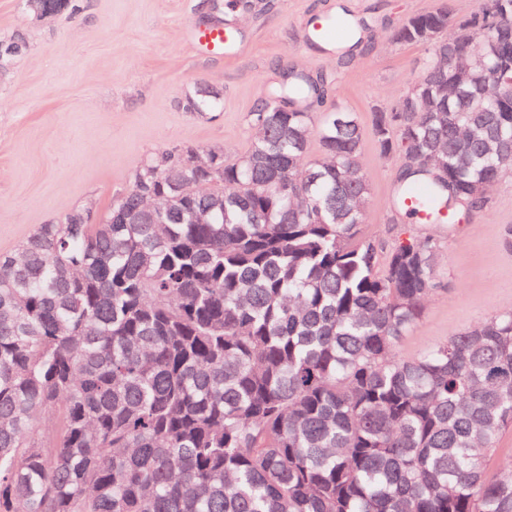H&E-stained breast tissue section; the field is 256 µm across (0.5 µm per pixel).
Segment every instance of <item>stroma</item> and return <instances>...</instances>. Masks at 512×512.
<instances>
[{
	"label": "stroma",
	"instance_id": "obj_1",
	"mask_svg": "<svg viewBox=\"0 0 512 512\" xmlns=\"http://www.w3.org/2000/svg\"><path fill=\"white\" fill-rule=\"evenodd\" d=\"M203 0H79L76 13L35 21L22 0H0V38L22 32L28 50L0 71V255L14 252L38 225L78 206L105 214L113 194L162 151L193 144L235 158L251 137V111L289 71L324 77L314 112L354 111L370 127L374 105L401 97L429 62L421 47L397 43L406 17L435 0H252L234 20L246 24L242 51L224 58L198 43ZM348 13L371 22L351 54L325 56L304 37L317 15ZM207 84L223 92L217 112H188L181 99ZM369 183L363 234L391 249L408 235L440 237L441 289L401 341L414 356L497 312L512 309V170L491 204L468 223L396 219L395 161L365 141Z\"/></svg>",
	"mask_w": 512,
	"mask_h": 512
}]
</instances>
